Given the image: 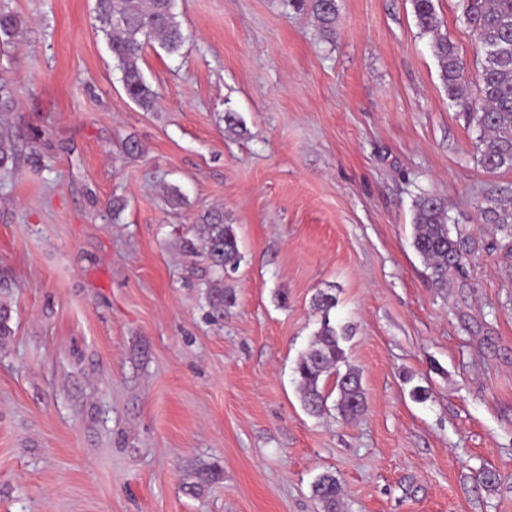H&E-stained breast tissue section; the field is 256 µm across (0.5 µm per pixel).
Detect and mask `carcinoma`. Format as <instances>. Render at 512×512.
Instances as JSON below:
<instances>
[{
    "mask_svg": "<svg viewBox=\"0 0 512 512\" xmlns=\"http://www.w3.org/2000/svg\"><path fill=\"white\" fill-rule=\"evenodd\" d=\"M417 25L433 36L432 51L448 97L469 114L477 130L476 160L486 171L512 170V0H463L462 17L471 28L482 56L481 69L471 91L458 49L446 34L434 0H412ZM176 0H95L99 30L103 34L127 97L148 111L152 93L140 66L144 45L155 40L169 54L181 49L186 35L177 20ZM313 18L324 36L336 34V0H310ZM21 21L0 3V40L19 36ZM16 160L15 145L7 132L0 133V171L8 172ZM482 224H494L512 240V201L490 196L477 205ZM413 238L416 251L431 270L437 288H465V263L476 242L449 214L445 199L423 193L413 205ZM187 252L204 256L210 277L206 302L210 314L224 317V307L236 297L224 290V272L239 266L241 255L233 225L224 223V212L213 209L199 218L194 237L184 243ZM320 315L315 340L296 361L294 373L306 411L319 415L328 408L331 393L326 382L336 375V410L344 418L361 414L366 397L360 374L347 359L343 343L350 338L346 326L331 322L336 296L317 293L313 300ZM313 497L323 512H340L341 485L331 472L321 474L312 485Z\"/></svg>",
    "mask_w": 512,
    "mask_h": 512,
    "instance_id": "carcinoma-1",
    "label": "carcinoma"
}]
</instances>
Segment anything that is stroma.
Returning a JSON list of instances; mask_svg holds the SVG:
<instances>
[{
	"label": "stroma",
	"mask_w": 512,
	"mask_h": 512,
	"mask_svg": "<svg viewBox=\"0 0 512 512\" xmlns=\"http://www.w3.org/2000/svg\"><path fill=\"white\" fill-rule=\"evenodd\" d=\"M434 4L475 76L462 0ZM336 5L331 40L291 0H177L187 39L145 47V111L95 0H8L0 512H321L325 472L343 512H512V257L476 211L512 198V171L477 163L411 0ZM423 193L480 246L469 287L435 288L413 247ZM213 207L243 256L218 322L207 263L182 249ZM321 291L351 331L352 420L308 415L294 381ZM0 39L1 42H10L20 34L21 21L8 6L0 1ZM313 497L324 512H338L341 508V485L333 473L321 474L312 485Z\"/></svg>",
	"instance_id": "1"
}]
</instances>
